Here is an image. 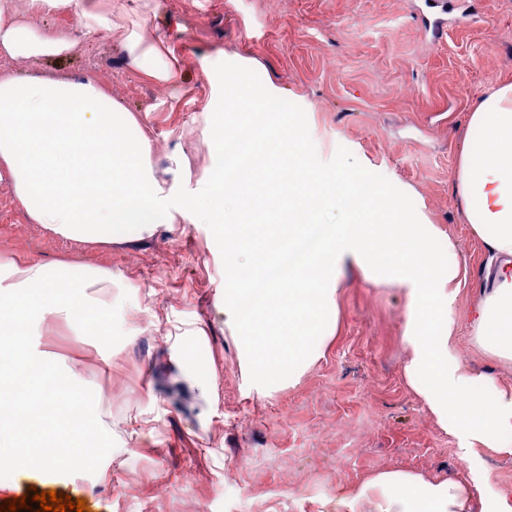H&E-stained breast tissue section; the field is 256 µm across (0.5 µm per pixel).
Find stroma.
Here are the masks:
<instances>
[{
  "instance_id": "1",
  "label": "stroma",
  "mask_w": 512,
  "mask_h": 512,
  "mask_svg": "<svg viewBox=\"0 0 512 512\" xmlns=\"http://www.w3.org/2000/svg\"><path fill=\"white\" fill-rule=\"evenodd\" d=\"M434 36L426 0H123L145 36L170 45L168 85L129 67L122 35L88 36L77 17L46 15L36 29L74 39L62 57H0V74L92 78L144 122L160 180L197 191L224 164L203 138L218 74L278 93L296 112L323 168L365 172L405 192L422 223L447 232L467 269L454 302L449 359L512 387V361L481 351L470 314L487 293L489 255L454 189L473 102L512 81V0H446ZM58 260L111 270L96 289L119 305L113 348L54 314L33 347L92 389L116 442L95 473L53 475L95 512H336V498L372 472L429 479L465 475L483 512L512 502V437L503 451L462 448L403 377L405 296L345 270L337 329L297 380L264 396L251 386L234 318L224 310V238L217 225L177 219L152 234L82 244L32 223L0 171V262ZM201 345L192 361L174 342Z\"/></svg>"
}]
</instances>
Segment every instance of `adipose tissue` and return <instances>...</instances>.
Returning a JSON list of instances; mask_svg holds the SVG:
<instances>
[{
  "instance_id": "adipose-tissue-1",
  "label": "adipose tissue",
  "mask_w": 512,
  "mask_h": 512,
  "mask_svg": "<svg viewBox=\"0 0 512 512\" xmlns=\"http://www.w3.org/2000/svg\"><path fill=\"white\" fill-rule=\"evenodd\" d=\"M27 13L76 14L87 33L123 31L129 65L168 82L173 64L162 44L128 28L121 0H26ZM67 34L35 33L0 0V55L30 59L68 52ZM238 84H221L203 134L224 151V168L196 194L172 198L156 180L152 145L137 116L92 80L0 75V171L33 223L77 242H108L117 232H154L176 218L203 217L224 227V308L237 321L252 382L269 392L314 361L310 345L335 332L344 267L372 284H394L406 297L403 367L409 386L463 447H499L512 435V388L448 357L449 313L467 270L453 239L417 223L399 191L359 174L322 170L283 99L249 94L230 108ZM232 112L224 122L223 112ZM476 136L467 138L456 191L476 237L498 260L496 286L476 307L477 344L512 359V83L476 101ZM261 199L246 208L245 195ZM358 500L374 512H475L471 485L429 480L403 470L371 475Z\"/></svg>"
}]
</instances>
